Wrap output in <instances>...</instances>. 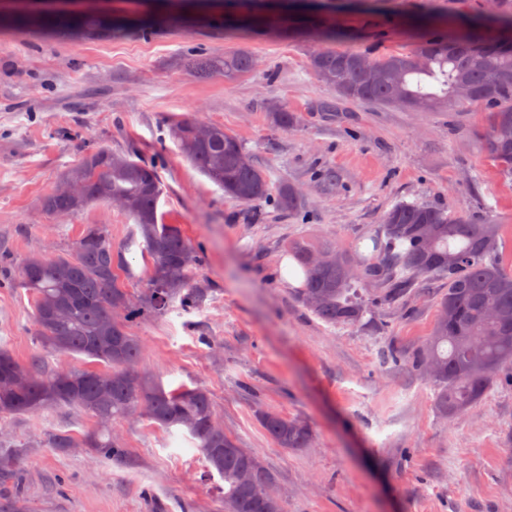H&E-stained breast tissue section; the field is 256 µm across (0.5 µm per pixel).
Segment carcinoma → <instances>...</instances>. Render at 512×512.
<instances>
[{
    "label": "carcinoma",
    "instance_id": "obj_1",
    "mask_svg": "<svg viewBox=\"0 0 512 512\" xmlns=\"http://www.w3.org/2000/svg\"><path fill=\"white\" fill-rule=\"evenodd\" d=\"M128 16H109L96 10L74 14L67 10L34 11L17 0H0V27L47 31L89 39L135 33L147 37L165 26L197 21L212 31L227 26L252 27L259 0H218L220 7L205 10L185 0H130ZM497 35H486L481 17L403 20L415 32L413 46L402 53L362 60L357 53L335 43L348 38L324 13L308 9L307 25L291 24L288 32L304 38L308 27L321 31L328 47L312 54L309 66L343 100L422 107L425 112L455 104L485 106L486 125L473 133L499 174L512 180V0H499ZM266 30L278 31L279 21L268 19ZM196 74L216 73L232 80L251 71L254 58L244 51L221 57L192 55ZM379 73L368 83L362 68ZM200 121L183 118L171 126V135L184 157L224 194L243 203L270 194L266 172L234 135L224 127L206 124L208 135L197 134ZM61 181L79 184L81 195L53 191L41 200L51 215L79 212L94 202H119L134 219L150 261L145 288L134 296L119 281L123 263L112 252V242L96 226H89L71 253L28 256L14 279L34 298V324L47 353L79 354L97 368L46 371L40 360L20 364L0 349V419L36 414L57 406L90 412L97 429L78 439L53 434L50 448H92L104 460L121 463L126 449L112 433V422L131 408L169 429L181 426L197 441L209 468L224 480V512H268L253 496V487L273 483L268 467L241 479L254 454L211 421L217 419L210 393L202 388L165 389L136 369L142 342L129 332V324L146 316L166 313L178 301L185 309L201 305L205 289L191 281L199 256L174 224L158 223L162 185L154 166L114 154L100 147L68 169ZM498 224H473L465 216L453 217L428 202L400 203L383 218L382 232L373 239L370 261L351 257L336 248L300 237L288 243V253L302 269L303 287L298 300L329 324H359L369 312L360 294L363 280L379 282L383 301L401 298L408 288L429 279H441L446 288L437 301V314L426 349L413 361L437 386L436 408L444 416L466 411L488 391L493 375L512 363V271L498 260ZM314 253H327L331 262L315 266ZM121 310L111 318L108 309ZM260 422L281 448H306L312 441L302 421L276 412H259ZM20 470L19 458L0 457V484L12 482Z\"/></svg>",
    "mask_w": 512,
    "mask_h": 512
}]
</instances>
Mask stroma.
Here are the masks:
<instances>
[{"label":"stroma","instance_id":"stroma-1","mask_svg":"<svg viewBox=\"0 0 512 512\" xmlns=\"http://www.w3.org/2000/svg\"><path fill=\"white\" fill-rule=\"evenodd\" d=\"M344 46L378 57L408 50L400 22L480 15L485 0H328ZM318 36L300 40L175 27L141 37L68 41L0 29V261L71 251L85 226L102 227L127 265L131 294L149 261L132 217L94 203L72 215L40 208L62 174L93 149L132 154L157 169L158 214L177 225L200 257L193 270L208 293L199 308L173 306L131 325L144 350L138 368L165 390L203 386L224 430L275 473L284 512H512V364L483 398L443 417L433 380L413 367L436 318L442 281L395 302L377 301L365 325H330L298 301V279L282 266L288 242L307 236L371 255L370 238L400 202L429 201L476 224L501 227L498 256L512 267V181L468 134L486 110L435 112L340 100L309 67ZM250 53L252 71L234 80L197 79L191 51ZM335 104L332 112L323 111ZM298 118L282 128L271 112ZM191 117L222 125L266 169L272 191L301 198L285 212L275 198L240 202L179 152L171 124ZM0 347L21 364L81 367L82 355L44 354L31 293L0 281ZM304 421L306 448L279 447L259 410ZM89 413L62 407L0 420V454L21 458L17 484L26 512H224V482L209 474L188 432L144 418L114 423L124 464L78 448L43 447L46 436L80 437Z\"/></svg>","mask_w":512,"mask_h":512}]
</instances>
